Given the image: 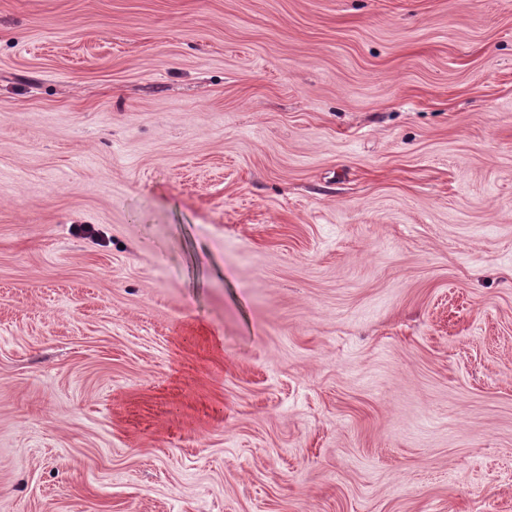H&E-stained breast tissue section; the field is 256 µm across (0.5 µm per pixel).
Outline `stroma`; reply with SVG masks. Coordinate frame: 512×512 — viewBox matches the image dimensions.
<instances>
[{"instance_id":"1","label":"stroma","mask_w":512,"mask_h":512,"mask_svg":"<svg viewBox=\"0 0 512 512\" xmlns=\"http://www.w3.org/2000/svg\"><path fill=\"white\" fill-rule=\"evenodd\" d=\"M0 512H512V0H0Z\"/></svg>"}]
</instances>
